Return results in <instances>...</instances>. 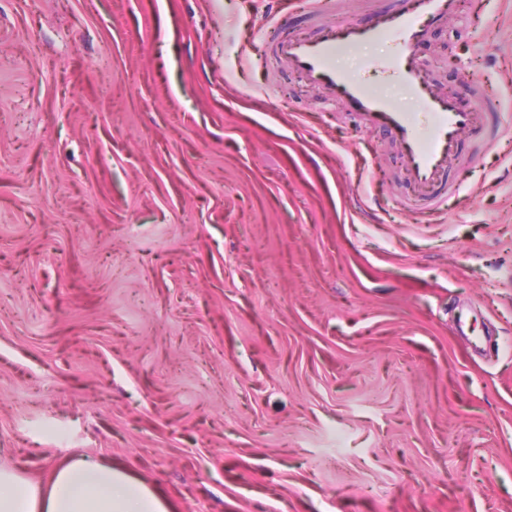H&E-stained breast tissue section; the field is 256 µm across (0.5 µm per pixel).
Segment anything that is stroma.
<instances>
[{
  "mask_svg": "<svg viewBox=\"0 0 512 512\" xmlns=\"http://www.w3.org/2000/svg\"><path fill=\"white\" fill-rule=\"evenodd\" d=\"M399 3L0 0V465L101 458L170 512H512V0L414 51L480 116L436 209L270 55Z\"/></svg>",
  "mask_w": 512,
  "mask_h": 512,
  "instance_id": "35a3bbf8",
  "label": "stroma"
}]
</instances>
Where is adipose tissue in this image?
Segmentation results:
<instances>
[{"mask_svg": "<svg viewBox=\"0 0 512 512\" xmlns=\"http://www.w3.org/2000/svg\"><path fill=\"white\" fill-rule=\"evenodd\" d=\"M0 512H167V504L125 471L81 455L45 487L0 467Z\"/></svg>", "mask_w": 512, "mask_h": 512, "instance_id": "1", "label": "adipose tissue"}]
</instances>
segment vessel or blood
<instances>
[{
	"instance_id": "b4317fda",
	"label": "vessel or blood",
	"mask_w": 512,
	"mask_h": 512,
	"mask_svg": "<svg viewBox=\"0 0 512 512\" xmlns=\"http://www.w3.org/2000/svg\"><path fill=\"white\" fill-rule=\"evenodd\" d=\"M454 8L455 0H402L400 7L380 13L373 22L340 28L328 23L317 36L283 38L273 48L274 58L286 62L306 83L325 90L327 98L340 101L363 124L386 131L402 149L412 184L437 205L447 198L448 161L461 134L476 125L478 114L460 107L452 96L438 94L412 50ZM388 36L398 40L400 49L384 69L395 73L403 91L427 112L428 133H420L414 113L387 97L380 76L352 78L336 67L338 55Z\"/></svg>"
}]
</instances>
